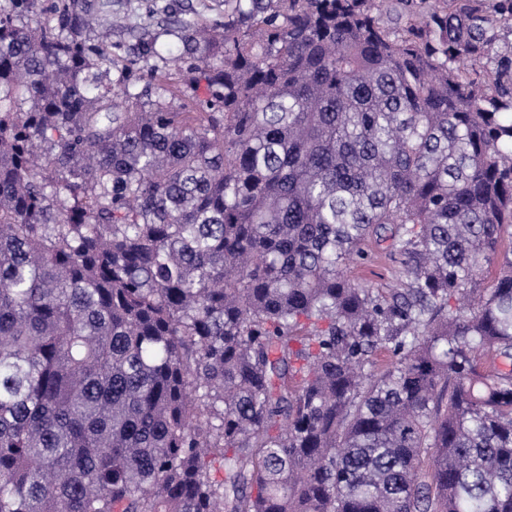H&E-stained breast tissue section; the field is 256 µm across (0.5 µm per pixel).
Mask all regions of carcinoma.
<instances>
[{
	"instance_id": "cac0c4a2",
	"label": "carcinoma",
	"mask_w": 512,
	"mask_h": 512,
	"mask_svg": "<svg viewBox=\"0 0 512 512\" xmlns=\"http://www.w3.org/2000/svg\"><path fill=\"white\" fill-rule=\"evenodd\" d=\"M152 19L0 0V512H512V0ZM388 244L372 241L363 246L364 260L350 262L347 266L348 275L364 279L375 288L387 289L394 286L399 280V267L389 255Z\"/></svg>"
}]
</instances>
